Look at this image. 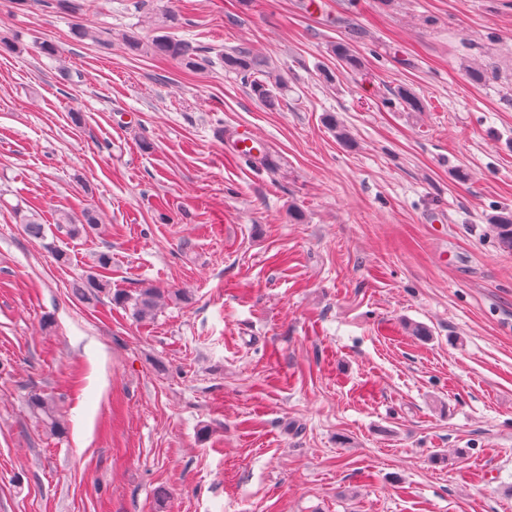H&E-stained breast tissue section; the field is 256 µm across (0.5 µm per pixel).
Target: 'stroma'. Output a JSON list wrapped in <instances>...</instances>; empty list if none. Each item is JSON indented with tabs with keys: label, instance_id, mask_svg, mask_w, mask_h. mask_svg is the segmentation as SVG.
<instances>
[{
	"label": "stroma",
	"instance_id": "stroma-1",
	"mask_svg": "<svg viewBox=\"0 0 512 512\" xmlns=\"http://www.w3.org/2000/svg\"><path fill=\"white\" fill-rule=\"evenodd\" d=\"M82 2L99 41L0 0V512H512V0ZM171 5L284 75L275 105L131 53ZM103 253L111 291L187 300L80 301ZM230 152L244 160H252L264 154V144L250 131L240 132L230 145ZM489 227L498 247L503 251L512 252V210L501 211ZM162 294H164V291H161L160 288L149 287L140 289L136 296L117 293L113 297L111 296V301L125 308H131L132 315L137 320L143 322L154 319L157 312L158 299ZM28 406L38 424L50 435H60L65 430V424L57 412L54 399L41 392L31 393Z\"/></svg>",
	"mask_w": 512,
	"mask_h": 512
}]
</instances>
